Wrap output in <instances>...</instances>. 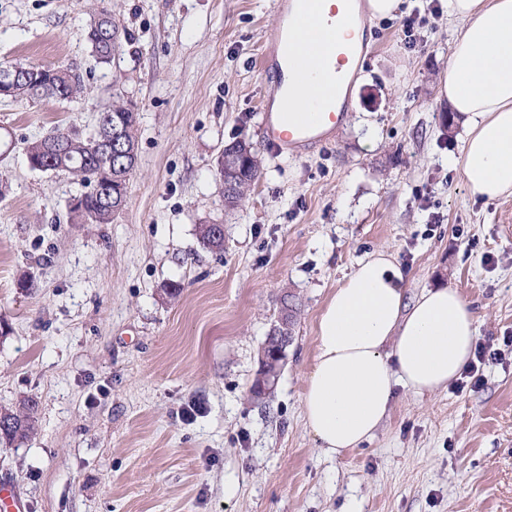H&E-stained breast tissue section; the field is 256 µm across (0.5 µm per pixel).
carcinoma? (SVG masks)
Segmentation results:
<instances>
[{
	"instance_id": "1",
	"label": "carcinoma",
	"mask_w": 512,
	"mask_h": 512,
	"mask_svg": "<svg viewBox=\"0 0 512 512\" xmlns=\"http://www.w3.org/2000/svg\"><path fill=\"white\" fill-rule=\"evenodd\" d=\"M119 35V29L112 19V14L104 16V20L97 24L95 18H90L88 24V39L91 43L92 53L102 64L110 62L116 48L112 36ZM30 75L38 80L37 88L22 84L18 88L17 97L33 102L47 98L73 101L83 92L80 74L70 68L45 69L36 65H27ZM123 101L119 100L100 113L93 131L84 132L76 127L57 128L52 131L55 137L64 140L65 150L44 156V164L48 171L71 172V168L83 163L81 172L73 174L74 179L82 187L86 213L73 215L76 224H110L123 211L118 204L103 205L95 195L89 193L93 187L103 188L108 180L107 162L95 158L91 154L93 140L100 137L104 124L111 123L109 116L120 110ZM250 164L244 179L236 184L235 192L228 203L235 208L244 201L247 192L254 186L260 176V162L253 147H248ZM217 226L214 224L199 225L200 244L210 250H219L223 247L224 236L216 235ZM36 401L30 399L26 403V412L18 415L12 411H0V442L12 445L22 441L34 430L37 422Z\"/></svg>"
}]
</instances>
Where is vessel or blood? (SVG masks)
Returning <instances> with one entry per match:
<instances>
[{
    "mask_svg": "<svg viewBox=\"0 0 512 512\" xmlns=\"http://www.w3.org/2000/svg\"><path fill=\"white\" fill-rule=\"evenodd\" d=\"M279 20L266 35L257 65L272 79L271 97L262 99L258 110L262 114L264 139L276 154L300 156L310 151L335 128L341 119L336 110L335 85L317 88L319 105L310 119L297 113L293 92L306 78L305 73L293 66L290 48L306 27L316 20L309 8V0H277ZM361 49L346 46L328 47L319 54L315 66L318 70H335L336 66L352 68Z\"/></svg>",
    "mask_w": 512,
    "mask_h": 512,
    "instance_id": "b4317fda",
    "label": "vessel or blood"
}]
</instances>
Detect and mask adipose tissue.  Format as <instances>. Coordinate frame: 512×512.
Returning <instances> with one entry per match:
<instances>
[{
  "label": "adipose tissue",
  "instance_id": "adipose-tissue-1",
  "mask_svg": "<svg viewBox=\"0 0 512 512\" xmlns=\"http://www.w3.org/2000/svg\"><path fill=\"white\" fill-rule=\"evenodd\" d=\"M456 26L439 94L465 115L467 132L449 163L471 196L512 192V0H442ZM306 378V425L338 455L373 437L396 387L446 388L471 358L473 315L458 292L437 285L407 299L384 251L359 262L329 297Z\"/></svg>",
  "mask_w": 512,
  "mask_h": 512
}]
</instances>
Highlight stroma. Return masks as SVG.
<instances>
[{"mask_svg": "<svg viewBox=\"0 0 512 512\" xmlns=\"http://www.w3.org/2000/svg\"><path fill=\"white\" fill-rule=\"evenodd\" d=\"M426 0L365 21L351 106L325 142L275 155L261 131L271 80L255 61L272 0H0V66L81 73L74 102L0 97V408L39 404L38 427L0 446V483L24 512H512V196H470L449 154L439 85L454 27L445 12L401 25ZM121 33L107 64L95 11ZM139 113L122 213L76 224L68 175L30 169L32 140L91 130L113 101ZM252 144L248 200L224 205L217 161ZM220 224L224 247L200 246ZM392 255L408 296L444 283L501 359L480 389L396 388L374 437L319 450L302 398L316 325L356 263ZM180 285L176 296L167 293ZM297 305L278 384L252 398L284 294ZM97 13L92 15V17L90 18L88 24V39L91 43L92 53L96 57L98 63L107 64L110 62L112 54L116 48V44L119 38V29L116 26L114 20L112 19V14L110 12H107V15L103 13L104 20L97 26L100 28H105L108 33V36L104 40H95V17ZM112 34L115 35V40H113V42Z\"/></svg>", "mask_w": 512, "mask_h": 512, "instance_id": "stroma-1", "label": "stroma"}]
</instances>
